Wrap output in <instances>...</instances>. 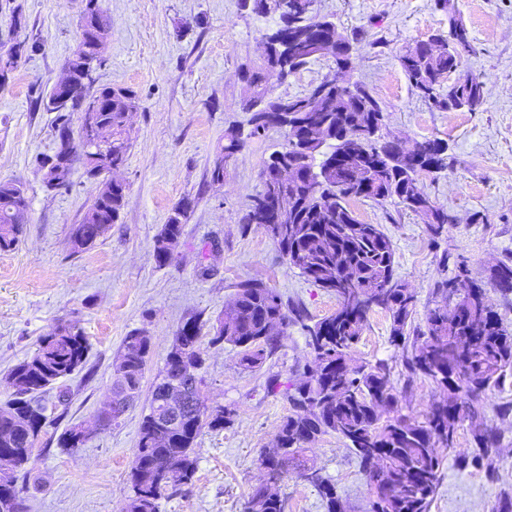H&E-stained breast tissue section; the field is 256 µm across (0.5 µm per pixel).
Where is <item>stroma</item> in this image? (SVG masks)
<instances>
[{
	"instance_id": "1",
	"label": "stroma",
	"mask_w": 512,
	"mask_h": 512,
	"mask_svg": "<svg viewBox=\"0 0 512 512\" xmlns=\"http://www.w3.org/2000/svg\"><path fill=\"white\" fill-rule=\"evenodd\" d=\"M470 33L472 52L459 73L483 82L485 101L475 112L440 111L410 87L398 61L409 46L447 33L448 15L434 0H316L314 12L334 21L353 44L349 82L365 85L385 109L386 139L406 143L437 139L448 144L445 169L423 175L426 191L448 210L453 224L432 236L420 216L394 201H352L358 219L380 225L391 238L396 274L413 290V323L424 326L438 282L465 260L469 276L484 279L491 265L512 259V0H453ZM110 18L94 88L134 90L131 148L121 177L126 203L118 224L92 246L74 251L71 233L98 193V183L75 167L72 184L48 189L39 160L57 140L54 113L35 107L60 78L74 52L85 0H0V41L36 44L7 85L0 88V180L24 183L27 222L13 251L0 253V406L12 389L9 371L30 357L43 336L71 324L88 340L82 370L65 385L64 414L40 434L22 493L24 512H127L130 472L139 423L182 323L191 316L210 325L222 315L239 282L258 279L285 303L304 310L276 353L260 367L241 366L235 348L203 340V401L234 409L233 425L203 428L194 448L191 482L166 492L160 512H242L251 488L264 479L260 458L272 448L291 406L288 394L312 360L304 325L337 308L334 294L290 268L277 246L244 217L262 189L261 171L285 141L271 128L246 138L224 160V137L248 130L242 104L241 68L258 63L260 41L275 16L260 17L242 0H100ZM336 76L333 59L313 61L284 80H271L274 95L293 97ZM225 161L224 180L211 172ZM191 207L170 265L153 256L154 239L173 209ZM151 339L138 401L119 426L95 428L112 386L113 362L129 333ZM404 348L390 336V317L367 314L355 359L388 363L403 413L423 418L439 392L421 375L408 377ZM277 379L270 389L269 379ZM512 381L481 394L479 420L499 437L498 450L478 467L459 468V456L479 447L463 422L430 512H494L512 496ZM93 432L79 448H64L65 430ZM336 487L345 512H365L367 477L334 434L303 452ZM286 512H324L316 488L296 472L278 484Z\"/></svg>"
}]
</instances>
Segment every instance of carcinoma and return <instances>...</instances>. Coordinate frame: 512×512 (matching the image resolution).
<instances>
[{
	"label": "carcinoma",
	"instance_id": "obj_1",
	"mask_svg": "<svg viewBox=\"0 0 512 512\" xmlns=\"http://www.w3.org/2000/svg\"><path fill=\"white\" fill-rule=\"evenodd\" d=\"M435 5L448 13V34L439 36L445 44L444 51L431 53L434 38L420 42L399 56L400 66L416 94L427 102L435 100L438 110L475 112L485 98L484 85L477 77L461 75L443 87L445 77L458 69L466 50L472 48L469 32L455 17L452 0H435ZM108 27V17L100 8L88 10L70 62L96 56V32ZM291 31L289 47L275 51V55L292 63L295 69L325 57L320 42L325 35L337 42L333 53L337 69L351 63V42L334 22L305 15L293 19ZM269 74L266 65L242 73L247 83L245 110H251L254 88L268 86ZM87 88L86 84L76 87L68 104L57 102L54 89L36 101L37 106L56 113L59 136H67V142L60 143L62 149L72 141V116L83 113ZM93 98L101 103L93 138L104 149L123 142L120 151L112 152V161L124 163L130 150L128 114L138 109L139 99L129 88L112 86L99 89ZM277 116L276 112L252 114L251 134L283 127ZM311 117L321 125L314 141L305 147L300 129H285L286 143L269 156L262 170L263 190L258 197L269 195L274 187L304 200L291 216L294 230L288 241L275 237L272 241L287 264L318 287L337 295L336 282L351 278L358 289L377 296V300L357 315L342 309L312 326L303 325L306 334L314 337L307 346L320 371L312 372L288 395L292 412L278 430V452L262 456L260 464H269L273 482L291 469L297 471L318 489L325 512H343L336 487L308 466L302 455L305 444L333 433L354 452L367 475L372 489L368 512H429L442 477L445 451L454 445L452 441L443 442L440 431L456 433L461 421L475 418L474 400L481 393L512 378V333L495 311H486L485 284L478 281L472 282V291L453 306L430 309L425 329L412 327L416 298L396 275L391 239L379 225L359 221L349 205L352 199L377 203L396 199L421 215L432 235H441L451 223V216L425 191L420 169L431 162L440 170L447 167L448 145L440 140H424L417 157L391 164L399 148L382 141L384 109L366 87L357 83L335 82ZM343 136L363 142L367 157L331 165ZM296 161L320 177L315 191H309L308 183L302 179L292 187L288 185V166ZM79 163L80 157L74 152L68 157V165L46 170V186L69 187ZM125 200L126 188L122 186L112 188L108 194L98 193L82 223L72 229L74 250L79 252L93 245L109 225L117 223ZM29 208L30 200L22 184L0 181V252L18 245ZM188 210L187 203L177 206L157 234L154 258L158 266L171 263ZM488 284L503 293L512 292V263L502 261L492 268ZM374 306L389 313L393 339H412L405 360L409 373L428 377L444 393L431 404L423 421L401 412L385 362L357 364L350 357L363 333L367 313ZM292 319L304 321L303 311L288 310L279 292L263 281H244L237 286L230 312L213 326L212 342L239 349L241 365L254 369L279 347V336L268 332L269 323L278 321L286 326ZM200 342V325L191 316L176 333L161 380L153 389L148 413L140 422L128 512H159V500L165 492L192 479L196 469L193 448L201 430L206 426L222 429L233 422L232 409L210 410L191 403L196 387L187 372L191 366L202 368ZM87 350L88 342L79 330L61 326L41 339L30 358L11 369L8 378L17 388V397L7 409L0 410V455L11 456L14 468L31 462L33 448L46 426L41 394L80 370ZM149 351V339L132 332L125 337L121 354L113 363L112 394L128 406L139 398ZM173 382L183 387L185 403L179 410V424L168 428L156 419L154 400ZM161 463L175 469L169 482L158 480L157 466ZM16 499H21L16 476L0 479V512H22V503H14ZM244 512H285V501L271 493L266 484H259L245 501Z\"/></svg>",
	"mask_w": 512,
	"mask_h": 512
}]
</instances>
